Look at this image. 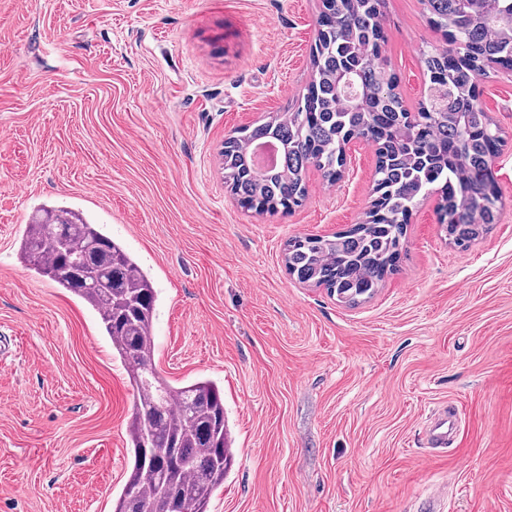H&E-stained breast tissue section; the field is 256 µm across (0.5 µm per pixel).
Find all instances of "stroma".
<instances>
[{"label":"stroma","instance_id":"obj_1","mask_svg":"<svg viewBox=\"0 0 512 512\" xmlns=\"http://www.w3.org/2000/svg\"><path fill=\"white\" fill-rule=\"evenodd\" d=\"M384 55L408 104L442 45L423 0H383ZM318 0H0V512H112L132 469L135 394L96 313L18 258L67 207L158 291L154 364L224 390L233 463L209 512H512V74L481 79L504 144L497 224L463 249L413 210L401 260L350 305L299 283L288 239L365 217L375 149L339 182L307 172L289 213L239 206L220 152L287 111L311 77ZM460 431L426 448L433 409Z\"/></svg>","mask_w":512,"mask_h":512}]
</instances>
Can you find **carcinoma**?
<instances>
[{
    "instance_id": "carcinoma-1",
    "label": "carcinoma",
    "mask_w": 512,
    "mask_h": 512,
    "mask_svg": "<svg viewBox=\"0 0 512 512\" xmlns=\"http://www.w3.org/2000/svg\"><path fill=\"white\" fill-rule=\"evenodd\" d=\"M430 24L448 46L423 52L429 85L409 108L382 55L381 0H330L319 17L312 73L291 111L246 126L224 140V184L239 204L276 213L305 200L306 171L335 182L345 147L361 135L378 148L374 201L365 219L331 237L303 236L285 244L289 274L324 287L345 303L371 297L400 260L406 224L421 201L440 196L452 222L448 239L468 248L496 223L501 196L492 168L497 124L478 103L488 61H512V0H425ZM352 76L360 92L349 99ZM278 143V165L253 167L256 144ZM21 259L36 273L82 299L99 316L136 392L129 443L130 478L113 512H208L231 464L224 390L209 380L174 386L153 365L157 291L136 260L75 210H44L26 226Z\"/></svg>"
}]
</instances>
